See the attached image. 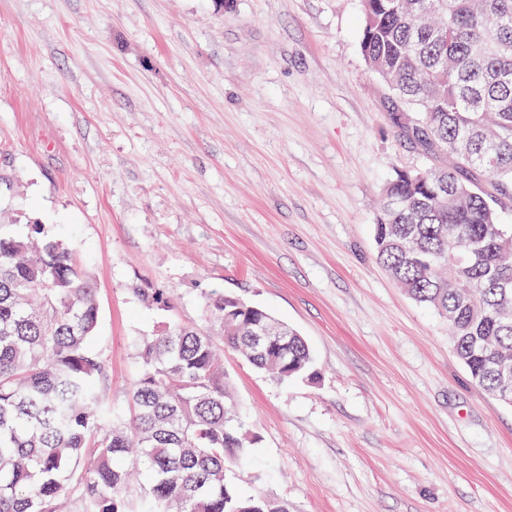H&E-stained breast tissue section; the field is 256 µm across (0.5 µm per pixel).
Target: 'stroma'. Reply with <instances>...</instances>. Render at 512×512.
<instances>
[{"label": "stroma", "instance_id": "stroma-1", "mask_svg": "<svg viewBox=\"0 0 512 512\" xmlns=\"http://www.w3.org/2000/svg\"><path fill=\"white\" fill-rule=\"evenodd\" d=\"M360 0H0V230L43 224L96 283L114 412L134 343L211 294L309 343L315 380L224 354L289 512H512V405L375 258L384 186L422 166L360 51ZM163 294L158 309L143 292Z\"/></svg>", "mask_w": 512, "mask_h": 512}]
</instances>
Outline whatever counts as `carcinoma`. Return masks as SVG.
Listing matches in <instances>:
<instances>
[{
  "instance_id": "cac0c4a2",
  "label": "carcinoma",
  "mask_w": 512,
  "mask_h": 512,
  "mask_svg": "<svg viewBox=\"0 0 512 512\" xmlns=\"http://www.w3.org/2000/svg\"><path fill=\"white\" fill-rule=\"evenodd\" d=\"M360 48L392 121L428 160L383 189L376 257L446 321L471 382L512 403V0H361ZM446 155L453 165L437 166ZM210 327L163 322L135 348L130 419L112 410L92 274L42 224L0 233V512H288L242 493L220 350L282 379L311 376L307 342L250 344L261 307L208 296Z\"/></svg>"
}]
</instances>
